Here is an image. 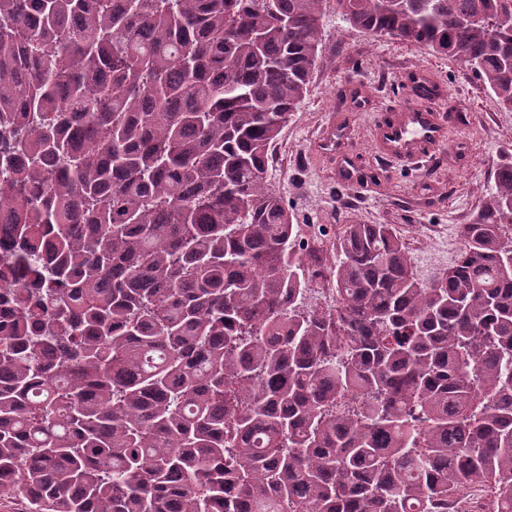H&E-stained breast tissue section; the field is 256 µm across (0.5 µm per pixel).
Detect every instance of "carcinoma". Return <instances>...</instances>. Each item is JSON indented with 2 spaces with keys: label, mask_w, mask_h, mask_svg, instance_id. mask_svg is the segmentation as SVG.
I'll return each instance as SVG.
<instances>
[{
  "label": "carcinoma",
  "mask_w": 512,
  "mask_h": 512,
  "mask_svg": "<svg viewBox=\"0 0 512 512\" xmlns=\"http://www.w3.org/2000/svg\"><path fill=\"white\" fill-rule=\"evenodd\" d=\"M323 0H0V490L29 512H512V149L454 264L267 179ZM512 111V0H336Z\"/></svg>",
  "instance_id": "carcinoma-1"
}]
</instances>
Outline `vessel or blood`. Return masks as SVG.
<instances>
[{
  "label": "vessel or blood",
  "instance_id": "b4317fda",
  "mask_svg": "<svg viewBox=\"0 0 512 512\" xmlns=\"http://www.w3.org/2000/svg\"><path fill=\"white\" fill-rule=\"evenodd\" d=\"M445 101L420 81L417 94L407 97L399 110L376 114L371 124V142L377 154L388 161L404 162L415 156H437L450 138L441 116Z\"/></svg>",
  "mask_w": 512,
  "mask_h": 512
}]
</instances>
